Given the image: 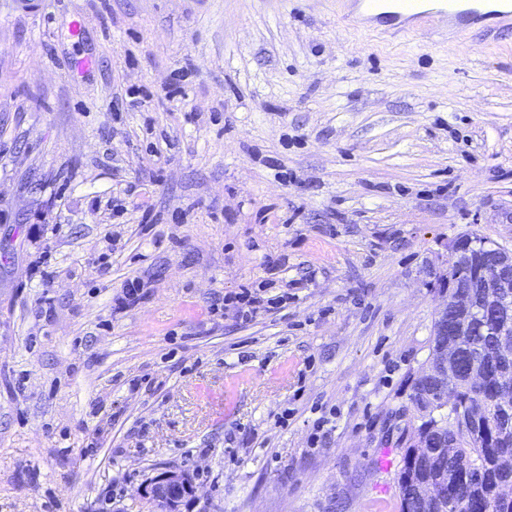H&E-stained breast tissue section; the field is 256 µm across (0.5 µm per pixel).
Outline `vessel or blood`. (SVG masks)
Instances as JSON below:
<instances>
[{
    "label": "vessel or blood",
    "instance_id": "1",
    "mask_svg": "<svg viewBox=\"0 0 512 512\" xmlns=\"http://www.w3.org/2000/svg\"><path fill=\"white\" fill-rule=\"evenodd\" d=\"M336 7L372 28L431 27L448 37L478 25L488 40L491 22H512V0H336Z\"/></svg>",
    "mask_w": 512,
    "mask_h": 512
}]
</instances>
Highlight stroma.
<instances>
[{
	"instance_id": "stroma-1",
	"label": "stroma",
	"mask_w": 512,
	"mask_h": 512,
	"mask_svg": "<svg viewBox=\"0 0 512 512\" xmlns=\"http://www.w3.org/2000/svg\"><path fill=\"white\" fill-rule=\"evenodd\" d=\"M464 234L512 252V30L0 0V512H396ZM193 490V484L185 473L167 471L154 479L145 494L153 502L164 505V512H177L181 499Z\"/></svg>"
}]
</instances>
